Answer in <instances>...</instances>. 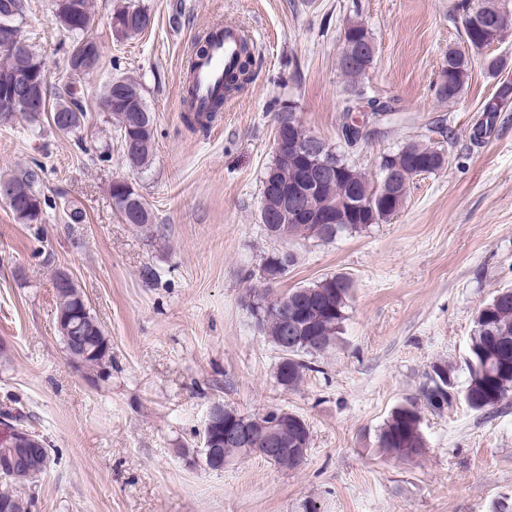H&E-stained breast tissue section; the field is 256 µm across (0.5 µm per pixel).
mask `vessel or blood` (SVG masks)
I'll use <instances>...</instances> for the list:
<instances>
[{
	"instance_id": "b4317fda",
	"label": "vessel or blood",
	"mask_w": 512,
	"mask_h": 512,
	"mask_svg": "<svg viewBox=\"0 0 512 512\" xmlns=\"http://www.w3.org/2000/svg\"><path fill=\"white\" fill-rule=\"evenodd\" d=\"M244 36L237 24H225L223 36L212 40L207 55L196 60L189 87L180 98L181 109L206 113L223 96L224 75L236 68Z\"/></svg>"
}]
</instances>
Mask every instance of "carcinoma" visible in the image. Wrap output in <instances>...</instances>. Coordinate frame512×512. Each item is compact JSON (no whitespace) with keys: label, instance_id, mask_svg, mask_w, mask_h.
Returning a JSON list of instances; mask_svg holds the SVG:
<instances>
[{"label":"carcinoma","instance_id":"obj_1","mask_svg":"<svg viewBox=\"0 0 512 512\" xmlns=\"http://www.w3.org/2000/svg\"><path fill=\"white\" fill-rule=\"evenodd\" d=\"M457 12L463 40L478 46L481 51L494 44L498 35L512 30V9L506 8L504 0H460ZM55 19L75 36L69 60H74L78 45L84 40L87 41L86 48L97 49V41L89 35L94 21L92 0H55ZM112 19L118 24L112 33L122 39L142 34L151 23L150 14L136 5L118 7L112 11ZM344 31L346 47L338 62V70L350 93L360 98L363 96L360 83L373 63L375 47L363 21L349 20ZM252 63L253 55L247 48L237 72L225 75L226 91H237L243 86V76ZM13 71V56L0 52V94L8 91ZM468 71V58L448 57L435 83L436 97L450 103L458 101L468 80ZM81 80L83 77L77 76L69 82L54 106L57 111L72 116L70 129L64 131L66 135L82 129L88 120L83 109ZM100 98L110 99L105 112L110 115L116 129L125 163L133 168L144 166L153 149L155 129L153 116L144 102L138 83L128 77H116L106 84ZM223 107L224 99L219 98L213 102L207 115L190 111L184 119L191 129L204 130ZM18 115L29 122L41 118L37 112H24L0 105L1 121L8 122ZM308 135L309 130L301 124L286 131L288 152L273 154L264 182L273 179L284 190L315 173L314 163L304 152ZM326 151L345 163V167L339 171L316 176V212L326 213L331 219L324 223L317 237L295 234V239L313 238L319 242H332L342 235L361 233L375 224L388 221L400 211L407 196L397 184L385 180L386 172L390 170L397 176L405 173L433 174L447 162L445 150L436 143L409 140L380 159L377 163L379 179L376 180L331 145H326ZM43 173V165L34 161L20 174L0 180V189L11 187L25 196L23 204L9 206L15 219L22 224L41 223L43 208L36 187ZM111 196L113 208L123 223L139 230L153 228L152 212L141 194L135 190H125L121 182L114 180ZM294 262V254L287 250L276 251L266 257L263 270L270 275L266 283L272 284L285 276ZM352 287L351 279L338 273L311 286L292 288L285 295L275 294L269 288L253 295L254 306L250 307V314L280 352L279 360L283 361L276 370L279 385L291 389L299 386L308 370L305 357L324 353L336 346ZM55 298L57 313L65 314L76 310L84 294L76 286L59 288L55 291ZM307 307L315 312L311 327L298 333L293 344L283 347L279 336L283 335L286 311ZM75 318L81 322L84 332L91 335L92 354L83 356V350L63 336L61 341L68 359L79 367L100 371L105 369L112 360L111 345L90 307H85V311L75 315ZM466 366L468 378L463 401L470 410L489 412L512 400L511 288L497 291L490 301L478 309L468 344ZM455 392L452 367L446 362L433 364L418 393L397 405L379 430L376 437L378 451L402 461H413L422 456L426 439L422 431L421 410L443 413L454 406L451 397ZM277 426L282 446L269 463L281 469L294 470L302 464L295 449L311 440L309 425H302L294 417L285 415ZM46 471L47 466L43 464L31 469H16L6 473L3 483H29ZM3 503L7 505L8 512H29L30 502L8 488L0 490V505Z\"/></svg>","mask_w":512,"mask_h":512}]
</instances>
